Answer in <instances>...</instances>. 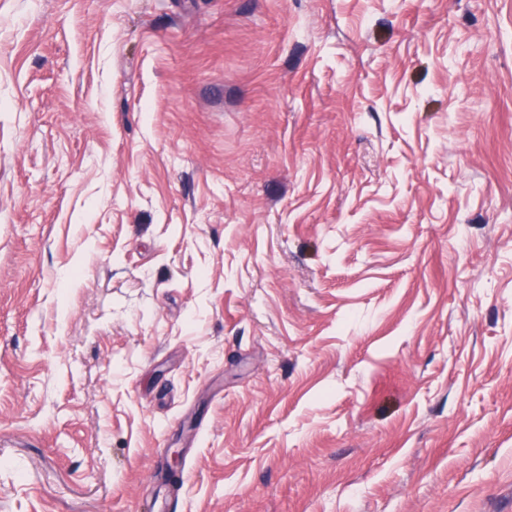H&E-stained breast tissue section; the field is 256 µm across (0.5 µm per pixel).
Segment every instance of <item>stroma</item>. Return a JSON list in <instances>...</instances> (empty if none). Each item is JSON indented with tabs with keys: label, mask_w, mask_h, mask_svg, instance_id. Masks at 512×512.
<instances>
[{
	"label": "stroma",
	"mask_w": 512,
	"mask_h": 512,
	"mask_svg": "<svg viewBox=\"0 0 512 512\" xmlns=\"http://www.w3.org/2000/svg\"><path fill=\"white\" fill-rule=\"evenodd\" d=\"M0 512H512V0H0Z\"/></svg>",
	"instance_id": "35a3bbf8"
}]
</instances>
